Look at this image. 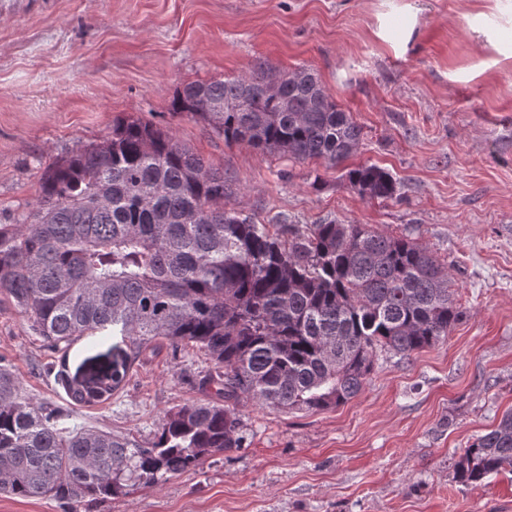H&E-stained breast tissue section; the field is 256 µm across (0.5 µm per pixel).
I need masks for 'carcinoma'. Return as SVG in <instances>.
<instances>
[{
	"mask_svg": "<svg viewBox=\"0 0 512 512\" xmlns=\"http://www.w3.org/2000/svg\"><path fill=\"white\" fill-rule=\"evenodd\" d=\"M175 112L231 143L291 159L343 163L362 129L307 68L192 81ZM361 197L399 183L377 165L344 172ZM224 172L167 130L138 119L49 165L35 209L0 224V297L57 352L121 337L96 380L60 376L74 406L103 403L160 342L210 356L218 401L170 409L149 446L59 426L62 413L21 397L0 363V494L51 498L78 512L135 485H158L243 446L235 404L314 412L357 396L377 350L403 356L448 338L464 317L446 267L406 236L361 224H262L224 207ZM512 470V411L456 464L464 484Z\"/></svg>",
	"mask_w": 512,
	"mask_h": 512,
	"instance_id": "obj_1",
	"label": "carcinoma"
}]
</instances>
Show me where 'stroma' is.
<instances>
[{"mask_svg": "<svg viewBox=\"0 0 512 512\" xmlns=\"http://www.w3.org/2000/svg\"><path fill=\"white\" fill-rule=\"evenodd\" d=\"M306 67L363 138L344 166L225 142L171 112L191 81ZM139 118L223 170L227 203L263 223L334 220L410 236L447 268L465 312L447 339L382 350L358 396L315 413L243 398L246 445L94 504L92 512H512V473L462 484L455 464L512 410V0H0V219L35 208L46 166ZM374 164L398 198L342 176ZM112 335L49 349L0 302V357L64 426L145 443L173 407L215 399L212 362L160 343L106 403L69 405ZM342 176L363 198L385 201L399 195L397 179L389 171L377 165H360L346 169Z\"/></svg>", "mask_w": 512, "mask_h": 512, "instance_id": "obj_1", "label": "stroma"}]
</instances>
